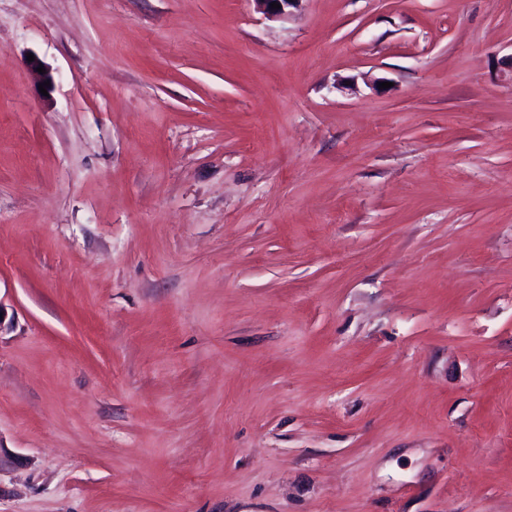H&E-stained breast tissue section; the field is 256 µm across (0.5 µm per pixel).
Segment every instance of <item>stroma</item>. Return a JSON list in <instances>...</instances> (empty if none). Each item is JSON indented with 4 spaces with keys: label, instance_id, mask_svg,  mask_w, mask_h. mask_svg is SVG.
<instances>
[{
    "label": "stroma",
    "instance_id": "1",
    "mask_svg": "<svg viewBox=\"0 0 512 512\" xmlns=\"http://www.w3.org/2000/svg\"><path fill=\"white\" fill-rule=\"evenodd\" d=\"M0 512H512V0H0Z\"/></svg>",
    "mask_w": 512,
    "mask_h": 512
}]
</instances>
